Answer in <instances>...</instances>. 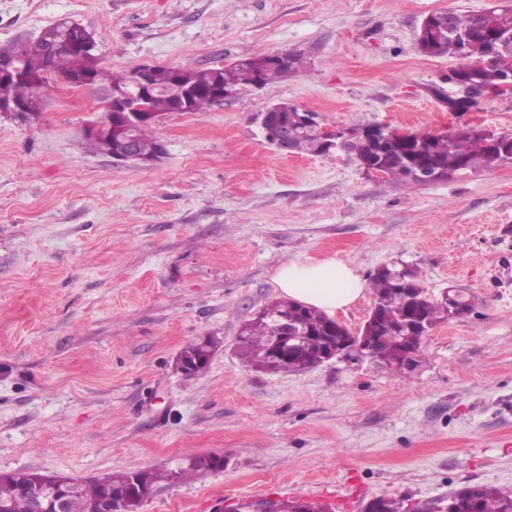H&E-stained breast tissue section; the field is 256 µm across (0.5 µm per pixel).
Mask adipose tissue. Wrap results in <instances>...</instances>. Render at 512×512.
Segmentation results:
<instances>
[{"instance_id": "adipose-tissue-1", "label": "adipose tissue", "mask_w": 512, "mask_h": 512, "mask_svg": "<svg viewBox=\"0 0 512 512\" xmlns=\"http://www.w3.org/2000/svg\"><path fill=\"white\" fill-rule=\"evenodd\" d=\"M274 281L286 298L329 314L348 308L363 294L355 268L333 256L285 263Z\"/></svg>"}]
</instances>
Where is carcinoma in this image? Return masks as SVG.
<instances>
[{
    "mask_svg": "<svg viewBox=\"0 0 512 512\" xmlns=\"http://www.w3.org/2000/svg\"><path fill=\"white\" fill-rule=\"evenodd\" d=\"M436 21L448 25V33L435 42L429 56L448 55L471 66L469 81L473 84H491L499 78L512 75V40L499 38L503 32H512V3L495 5L481 13H461L455 10L431 14ZM83 40L81 32L62 21L44 29L29 42L3 49L20 74L0 73V103H23L35 96L43 97L53 88L48 76L59 74L73 78L82 72L101 69V61L90 49L78 50ZM193 91V112H205L218 104L213 90L220 84L224 89L237 90L244 86L245 71L231 63L208 69L164 67L154 68L150 82L152 92L148 99L150 116L141 121L137 139L142 154L152 157L161 141L152 133L157 119L176 111L179 98L176 76ZM43 77L40 86L29 78ZM295 126L296 113L281 112L271 117L268 134L274 136L285 125ZM480 131L462 130L455 135L408 134L403 139H391L386 145L356 129L346 139L345 152L359 169L379 175L384 182L402 186L423 185L425 181L416 169H432L448 176L466 169L491 167L512 160L477 147ZM298 153L324 156L322 137L317 129L304 131L298 143ZM375 296L374 309L362 335L373 342L379 361L414 358L420 352L421 341L417 326L431 329L436 323L450 319L448 302L433 300L420 286L415 272L385 267L370 277ZM291 329L300 339L280 359L275 354V341L285 329ZM351 338L350 331L323 311L290 300L274 301L243 325L237 337L236 349L240 359L256 371L276 369L281 373L305 372L321 363L333 341ZM217 341L202 338L187 344L179 352L185 374L195 375L205 369ZM224 467V458L218 455H199L185 464L159 472L142 470L140 475L149 486L159 481L182 480L202 476ZM134 473L106 474L88 482L71 480L74 495L72 512H96L100 501L111 494L123 502L128 512H139L143 501L133 481ZM27 485L32 494H22L18 487ZM47 488L43 474L35 471H16L0 474V512H36L46 505ZM456 503L455 512H512V493L496 486L477 485L464 488L446 500L426 505V512H446L449 502ZM366 512H403V503L376 498L366 505Z\"/></svg>",
    "mask_w": 512,
    "mask_h": 512,
    "instance_id": "obj_1",
    "label": "carcinoma"
}]
</instances>
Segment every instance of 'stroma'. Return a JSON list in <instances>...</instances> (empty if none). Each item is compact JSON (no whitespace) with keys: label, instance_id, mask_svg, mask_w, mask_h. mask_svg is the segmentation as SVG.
Wrapping results in <instances>:
<instances>
[{"label":"stroma","instance_id":"35a3bbf8","mask_svg":"<svg viewBox=\"0 0 512 512\" xmlns=\"http://www.w3.org/2000/svg\"><path fill=\"white\" fill-rule=\"evenodd\" d=\"M489 0H0V48L61 19L94 35L103 77L53 78L36 119L0 113V472L91 480L223 456L204 478L156 484L139 512H213L272 499L406 512L475 485L512 490V161L406 188L346 157H286L253 118L279 102L331 126L418 135L512 131V95L462 114L430 94L456 59L418 48L430 14ZM274 52L300 72L205 112H170L148 168L87 149L111 76L140 65L222 67ZM333 256L361 279L402 263L437 324L419 366L365 359L267 374L234 353L279 299L278 268ZM213 337L208 366L174 367Z\"/></svg>","mask_w":512,"mask_h":512}]
</instances>
